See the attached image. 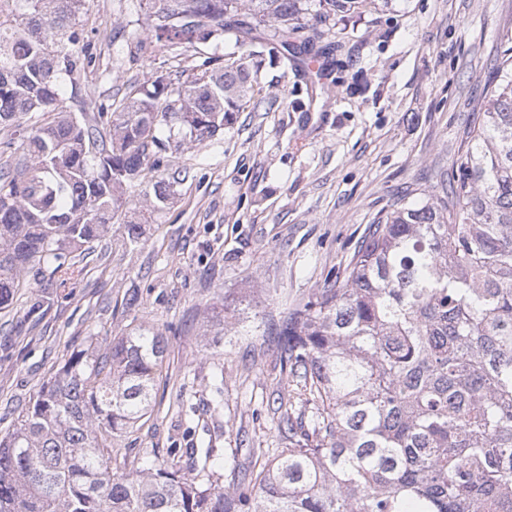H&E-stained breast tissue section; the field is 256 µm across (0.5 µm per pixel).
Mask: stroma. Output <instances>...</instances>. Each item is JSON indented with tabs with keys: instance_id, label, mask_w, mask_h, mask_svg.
I'll list each match as a JSON object with an SVG mask.
<instances>
[{
	"instance_id": "35a3bbf8",
	"label": "stroma",
	"mask_w": 512,
	"mask_h": 512,
	"mask_svg": "<svg viewBox=\"0 0 512 512\" xmlns=\"http://www.w3.org/2000/svg\"><path fill=\"white\" fill-rule=\"evenodd\" d=\"M138 0H83L93 61L78 90L85 111L120 101L153 75L186 79L202 60L244 58L261 86L223 134L170 153L187 178L162 210L132 183L125 208L147 215L137 245L112 226L86 274L36 326L30 289L0 314V433L72 350L103 347L151 326L167 340L150 418L118 447L191 473L209 448L244 463L248 448H284L275 401L288 394L262 321L287 314L342 275L368 224L405 194L447 200L461 139L512 35V0H392L340 17L341 51L323 54L322 80L252 55L235 33L169 52L136 50ZM244 309L224 323L225 306ZM177 456H170V449Z\"/></svg>"
}]
</instances>
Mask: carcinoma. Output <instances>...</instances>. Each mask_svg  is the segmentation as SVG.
Returning <instances> with one entry per match:
<instances>
[{"label":"carcinoma","instance_id":"carcinoma-1","mask_svg":"<svg viewBox=\"0 0 512 512\" xmlns=\"http://www.w3.org/2000/svg\"><path fill=\"white\" fill-rule=\"evenodd\" d=\"M144 0L152 43L173 48L224 36L304 52L362 0ZM82 0H0V313L23 274L43 309L83 273L84 247L119 221L123 190L152 188L156 212L183 182L158 172L170 151L218 135L249 107L254 78L240 59L208 60L178 84L162 75L117 106L73 112L92 63L76 31ZM459 148L448 203L402 199L375 217L341 280L267 324L305 410L288 408V447L248 470L206 452L207 479L148 457L112 472V440L153 411L163 334L140 327L106 351L77 349L0 437V512H512V47ZM37 112L43 121L24 124Z\"/></svg>","mask_w":512,"mask_h":512}]
</instances>
